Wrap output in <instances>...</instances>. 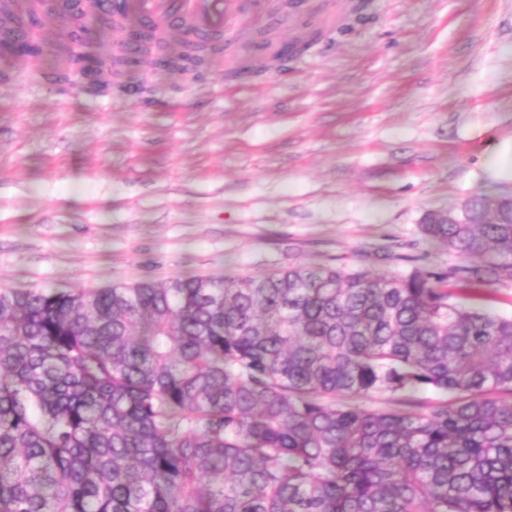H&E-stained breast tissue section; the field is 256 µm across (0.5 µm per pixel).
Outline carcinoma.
<instances>
[{"label": "carcinoma", "instance_id": "carcinoma-1", "mask_svg": "<svg viewBox=\"0 0 512 512\" xmlns=\"http://www.w3.org/2000/svg\"><path fill=\"white\" fill-rule=\"evenodd\" d=\"M482 264L0 288V512H512V201ZM384 397L391 405L377 406Z\"/></svg>", "mask_w": 512, "mask_h": 512}]
</instances>
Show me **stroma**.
Masks as SVG:
<instances>
[{
    "instance_id": "stroma-1",
    "label": "stroma",
    "mask_w": 512,
    "mask_h": 512,
    "mask_svg": "<svg viewBox=\"0 0 512 512\" xmlns=\"http://www.w3.org/2000/svg\"><path fill=\"white\" fill-rule=\"evenodd\" d=\"M305 53L230 81L237 45L181 73L122 68L108 92L50 81L68 39L0 57V287L104 288L290 266L445 272L432 210L512 194V0H306L277 27ZM488 172L494 179L508 175L512 178V145L502 146L493 152Z\"/></svg>"
}]
</instances>
